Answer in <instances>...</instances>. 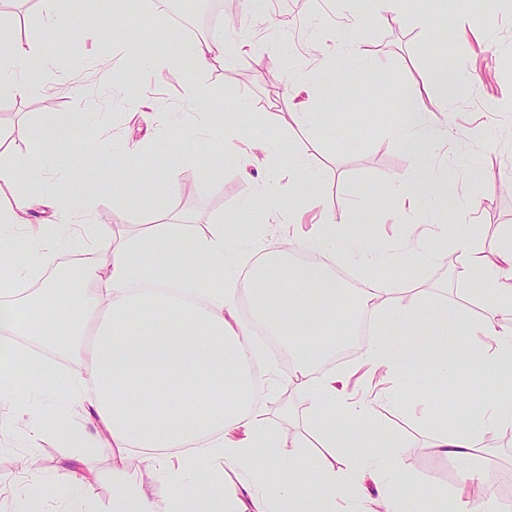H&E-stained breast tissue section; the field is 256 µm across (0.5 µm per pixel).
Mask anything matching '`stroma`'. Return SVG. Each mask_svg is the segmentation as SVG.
Returning <instances> with one entry per match:
<instances>
[{
	"label": "stroma",
	"mask_w": 512,
	"mask_h": 512,
	"mask_svg": "<svg viewBox=\"0 0 512 512\" xmlns=\"http://www.w3.org/2000/svg\"><path fill=\"white\" fill-rule=\"evenodd\" d=\"M223 2V15L203 21L198 33L223 34L235 51L224 65L197 75L206 96L200 111L188 112L181 106V68L173 64L156 72L151 67L161 47L148 39V32L182 35L173 14L156 0H140L134 10L128 0H74L68 26L51 34L43 26L44 0H14L1 16L13 22L19 37L41 42L49 79L44 89L0 100V159L18 160L38 151L43 168L61 184L82 185L94 201L92 222L112 225L119 240L156 224H184L193 235L219 222L225 231L256 239L238 286L241 320L253 313L247 274L255 272L258 260L276 257L289 237L296 240L289 262L317 261L344 269L353 289L364 274L398 279L403 287L422 289L423 299L440 312L455 316L463 296L473 290L456 279L454 253L435 265L375 263L360 269L305 247L298 228L250 222L242 208L259 190L260 176L226 149L225 131L277 140L284 150L308 159L315 171L311 179L298 183L284 173L276 176L275 193L284 207L313 202L335 215L366 212L369 221L356 227V234L390 244L400 243L417 224H452L482 250L494 251L501 230L512 226V107H491L493 99L512 91V0H401L391 11L366 0L353 13L342 0ZM115 11L124 13L129 27L146 34L122 65L113 64L111 45L95 36L102 18ZM343 43L359 53L360 63L330 67L324 47ZM442 63L456 71L462 87L450 109L436 87ZM405 96L451 126V140L432 142L428 150L438 169L456 157V190L469 203L466 216L428 197L404 209L396 194L386 191L391 177L415 166L414 157L386 134ZM53 111L84 113L85 128L64 146L37 148V130ZM89 130L118 145L128 138L154 141L144 164L174 167V182L128 205L127 193L139 183L141 166L117 155L87 166ZM171 136L194 149L192 160L170 151ZM215 158L221 159L223 174L211 184L201 170ZM496 388L491 377L476 383L464 356L448 384L420 365L410 369L402 400H377L375 427L406 442L401 468L421 485L450 493L461 464L431 453L432 435L411 416L408 402L426 393L436 408H447L452 421L461 423L484 393ZM72 453L50 436L30 440L19 426L0 438V512H81L85 507L107 512L113 491L108 451L84 460L90 488H73L65 500L49 493Z\"/></svg>",
	"instance_id": "stroma-1"
}]
</instances>
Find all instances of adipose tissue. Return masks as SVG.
I'll list each match as a JSON object with an SVG mask.
<instances>
[{
    "label": "adipose tissue",
    "instance_id": "obj_1",
    "mask_svg": "<svg viewBox=\"0 0 512 512\" xmlns=\"http://www.w3.org/2000/svg\"><path fill=\"white\" fill-rule=\"evenodd\" d=\"M227 46L220 37L175 39L167 59L178 62L188 82L185 108H194L204 92L195 75L223 62ZM43 60L37 42L18 38L13 26L0 25V98L27 94L42 81ZM403 119L392 129L396 144L416 161L412 173L394 177L405 203L420 196L443 198L451 192L447 178L426 177L431 141L451 137L448 125L419 111L405 99ZM93 202L78 185L58 193L41 166L28 161L0 163V242L19 236L35 211L51 213L57 223H80L73 242L81 254L75 284L57 278L41 280L32 293L18 285L41 279L65 242L41 232L21 256L0 254V334L25 336L40 349L54 350L80 362L63 373L59 408L46 406L40 391L47 364L24 348H15L14 364L0 365V407L16 410L26 431L51 433L75 448L74 463L63 481L51 488L66 498L72 484L87 483L80 466L86 454L112 452L114 492L109 512H412L417 498L425 512H478L482 484L493 463L484 439L512 431V403L495 395L468 422L454 425L419 399L413 413L431 431L436 454L462 460L464 467L453 494L423 491L416 478L399 468L402 443L374 431L373 402L396 399L395 388L409 367L428 365L443 376L458 367V349L468 345L476 381L497 377L512 385V229L503 231L493 253L477 248L465 235L436 234L457 259L455 276L485 281L483 313H460L456 329L434 309L418 306L408 289L369 277L357 291L336 281L328 265L265 262L251 288L255 324L243 323L236 296L242 257L231 247L223 225L186 236L183 225L160 224L114 242L109 226L88 222ZM360 212L324 217L304 238L313 250L334 253L337 244L353 241L355 252L373 259L381 253L353 237L352 225L366 223ZM177 263L196 267L195 276L171 282L166 268ZM375 320V332L360 367L369 378L366 394L348 390L350 372H316V365L335 349L332 339L315 334L329 312L344 302ZM275 336L291 360L288 387L302 391L324 455L298 452L288 467L261 460L257 451L274 448L280 433L259 425L255 412L256 377L252 370L258 328ZM33 393L17 405L15 390ZM80 416L89 429L61 425L59 415ZM144 470L128 468L131 457ZM238 470L236 482L212 478L214 462Z\"/></svg>",
    "mask_w": 512,
    "mask_h": 512
}]
</instances>
